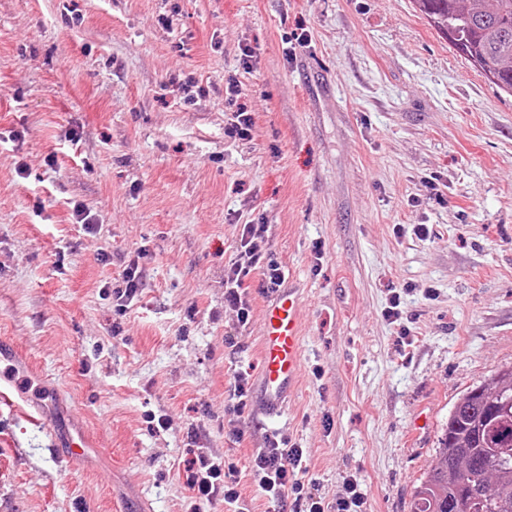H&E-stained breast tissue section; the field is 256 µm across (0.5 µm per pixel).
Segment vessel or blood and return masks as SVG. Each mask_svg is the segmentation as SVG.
I'll use <instances>...</instances> for the list:
<instances>
[{"instance_id": "b4317fda", "label": "vessel or blood", "mask_w": 512, "mask_h": 512, "mask_svg": "<svg viewBox=\"0 0 512 512\" xmlns=\"http://www.w3.org/2000/svg\"><path fill=\"white\" fill-rule=\"evenodd\" d=\"M301 334L300 297L297 289L291 286L278 289L263 309L259 372V411L262 415L280 412L289 390L298 381Z\"/></svg>"}]
</instances>
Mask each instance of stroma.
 <instances>
[{
  "mask_svg": "<svg viewBox=\"0 0 512 512\" xmlns=\"http://www.w3.org/2000/svg\"><path fill=\"white\" fill-rule=\"evenodd\" d=\"M251 221L300 288L273 418L224 413L259 374L267 293L245 327L224 306ZM510 368L512 97L411 0H0V371L86 439L0 413V512H186L200 450L277 512L250 474L275 431L325 505L411 512L454 404ZM252 124V114L244 106L237 107V110L232 112V117L230 123L227 124L225 134L230 138H245L249 135ZM143 248L144 247L141 246L133 252L134 255L131 256L122 271V280L125 284L124 289L116 288L113 290V299L116 302L115 306L121 313H126L130 308L131 303L138 297V294L141 291L144 268L140 264V259L146 255ZM250 392V373L247 370L236 371L230 400L224 405L225 415L241 416L247 407Z\"/></svg>",
  "mask_w": 512,
  "mask_h": 512,
  "instance_id": "obj_1",
  "label": "stroma"
}]
</instances>
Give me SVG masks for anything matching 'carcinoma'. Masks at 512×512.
Here are the masks:
<instances>
[{
    "label": "carcinoma",
    "mask_w": 512,
    "mask_h": 512,
    "mask_svg": "<svg viewBox=\"0 0 512 512\" xmlns=\"http://www.w3.org/2000/svg\"><path fill=\"white\" fill-rule=\"evenodd\" d=\"M503 93L512 96V0H413ZM512 512V369L466 392L448 415L435 465L411 512Z\"/></svg>",
    "instance_id": "carcinoma-1"
}]
</instances>
